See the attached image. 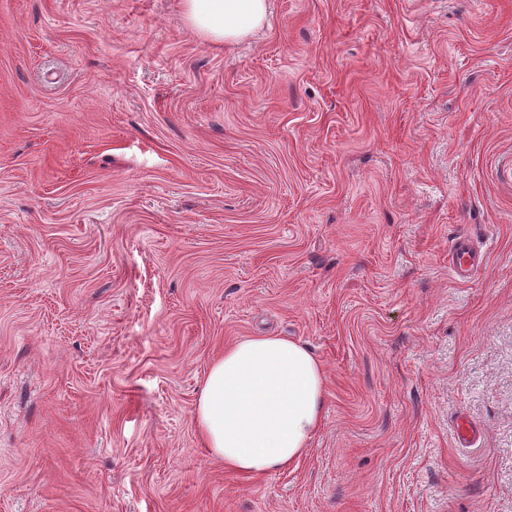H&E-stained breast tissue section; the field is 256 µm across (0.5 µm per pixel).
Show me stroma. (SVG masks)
<instances>
[{
  "instance_id": "stroma-1",
  "label": "stroma",
  "mask_w": 512,
  "mask_h": 512,
  "mask_svg": "<svg viewBox=\"0 0 512 512\" xmlns=\"http://www.w3.org/2000/svg\"><path fill=\"white\" fill-rule=\"evenodd\" d=\"M262 335L325 407L246 478L194 411ZM0 512H512V0H0ZM183 15L203 42L236 44L265 23L267 0H182ZM449 256V268L453 275L460 280L467 279L472 268L482 261L481 256L473 252L466 238L457 239L449 250Z\"/></svg>"
}]
</instances>
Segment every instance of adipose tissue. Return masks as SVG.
<instances>
[{
	"instance_id": "obj_1",
	"label": "adipose tissue",
	"mask_w": 512,
	"mask_h": 512,
	"mask_svg": "<svg viewBox=\"0 0 512 512\" xmlns=\"http://www.w3.org/2000/svg\"><path fill=\"white\" fill-rule=\"evenodd\" d=\"M205 42L235 44L265 23L268 0H181ZM325 371L302 344L253 336L215 358L195 411L199 438L215 459L255 475L288 467L308 450L325 403Z\"/></svg>"
}]
</instances>
